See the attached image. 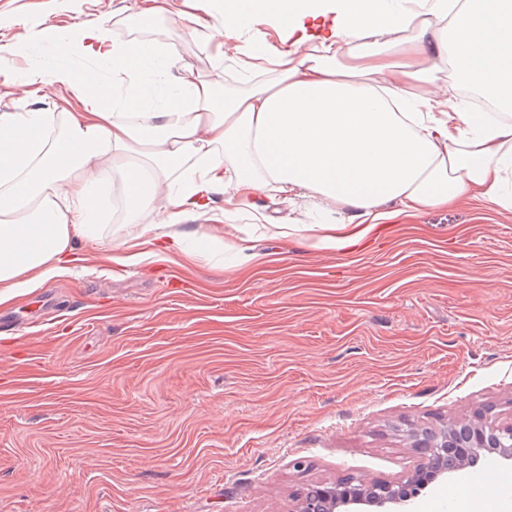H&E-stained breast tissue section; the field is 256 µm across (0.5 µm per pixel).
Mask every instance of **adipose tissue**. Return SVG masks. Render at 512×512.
Instances as JSON below:
<instances>
[{
  "instance_id": "ef3b65f1",
  "label": "adipose tissue",
  "mask_w": 512,
  "mask_h": 512,
  "mask_svg": "<svg viewBox=\"0 0 512 512\" xmlns=\"http://www.w3.org/2000/svg\"><path fill=\"white\" fill-rule=\"evenodd\" d=\"M221 2L225 32L261 20L292 35L284 49L253 30L231 45L246 89L219 95L176 42L136 38L148 17L179 27L167 0L125 15L123 42L101 23L48 29L51 54L6 77L28 96L56 88L65 108L0 113V304L69 273L80 239L108 237L123 264L188 253L172 228L218 192L228 216L261 197L313 199L309 223L275 234L341 254L466 196L512 210V0H425L419 12L401 0ZM329 14L327 35L305 34ZM115 178L123 218L108 229L96 190Z\"/></svg>"
}]
</instances>
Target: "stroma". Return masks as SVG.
<instances>
[{"label":"stroma","instance_id":"1","mask_svg":"<svg viewBox=\"0 0 512 512\" xmlns=\"http://www.w3.org/2000/svg\"><path fill=\"white\" fill-rule=\"evenodd\" d=\"M142 0H0L1 65L48 54L42 33L112 21ZM182 20L183 63L225 90L220 0ZM234 251L114 262L78 241L71 274L0 304V512H289L314 485L392 480L417 462L394 425L495 406L512 421V211L464 199L340 254L260 235ZM305 460L295 469V460Z\"/></svg>","mask_w":512,"mask_h":512}]
</instances>
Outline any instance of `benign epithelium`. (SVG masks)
I'll use <instances>...</instances> for the list:
<instances>
[{
	"label": "benign epithelium",
	"mask_w": 512,
	"mask_h": 512,
	"mask_svg": "<svg viewBox=\"0 0 512 512\" xmlns=\"http://www.w3.org/2000/svg\"><path fill=\"white\" fill-rule=\"evenodd\" d=\"M494 407L457 415L439 429L410 427L402 440L419 455L395 480L361 476L320 484L296 499L290 512H409L412 501L434 481L467 466L484 453L512 461V423L492 419Z\"/></svg>",
	"instance_id": "7a95c632"
}]
</instances>
